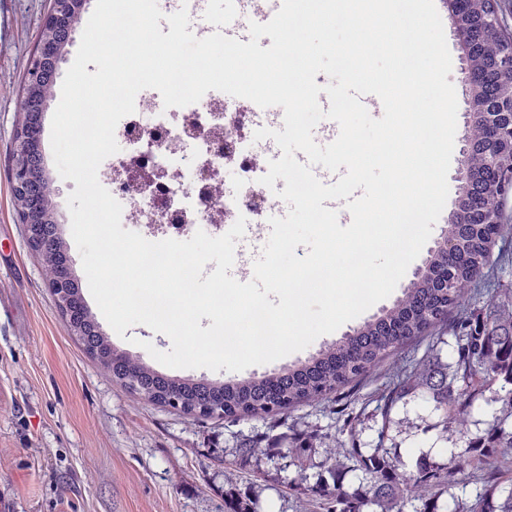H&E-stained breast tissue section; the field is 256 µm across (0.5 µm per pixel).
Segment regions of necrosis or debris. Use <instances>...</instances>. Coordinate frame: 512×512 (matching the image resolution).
<instances>
[{"label": "necrosis or debris", "instance_id": "4bbe7bcc", "mask_svg": "<svg viewBox=\"0 0 512 512\" xmlns=\"http://www.w3.org/2000/svg\"><path fill=\"white\" fill-rule=\"evenodd\" d=\"M276 129V121L261 124L254 104H228L223 92L208 91L194 104L165 107L159 91L141 90L134 113L116 126L115 139L127 143V153L100 164L98 180L112 186L121 204V221L133 225L151 242L189 233L194 225L214 231L245 217L250 236L260 237L267 217L255 189L265 174L264 160L249 142L260 127ZM234 143L221 149L225 130ZM233 165L238 179L224 185V168Z\"/></svg>", "mask_w": 512, "mask_h": 512}]
</instances>
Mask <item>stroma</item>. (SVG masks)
<instances>
[{
    "instance_id": "stroma-1",
    "label": "stroma",
    "mask_w": 512,
    "mask_h": 512,
    "mask_svg": "<svg viewBox=\"0 0 512 512\" xmlns=\"http://www.w3.org/2000/svg\"><path fill=\"white\" fill-rule=\"evenodd\" d=\"M50 7L51 0H0V512H224L229 495L258 500L259 512H314L305 494L288 488L295 472L287 459L240 465L235 448L273 438L284 448L307 424L343 435L352 413L367 419L351 445L377 447L381 421L373 412L386 377L355 381L332 402L303 403L281 418L196 419L134 400L61 317L42 261L28 247L9 175L20 85ZM46 170L71 272L87 286L67 205L76 184L60 176L54 160ZM98 324L115 349L148 364L152 350L171 348L167 335L142 324L121 336L106 319ZM393 415L418 425L383 442L405 463L423 451L447 460V443L430 428L429 403L415 401Z\"/></svg>"
}]
</instances>
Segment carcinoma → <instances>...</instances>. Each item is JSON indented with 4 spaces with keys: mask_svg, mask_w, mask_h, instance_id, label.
Listing matches in <instances>:
<instances>
[{
    "mask_svg": "<svg viewBox=\"0 0 512 512\" xmlns=\"http://www.w3.org/2000/svg\"><path fill=\"white\" fill-rule=\"evenodd\" d=\"M490 0H472L465 25L477 32L480 45L472 63L483 65L512 49V33L504 25L487 31L482 16ZM56 83L52 74L42 79L35 107L18 116V126L33 129L28 141V162L32 167L31 193L38 201L41 240L49 253L41 255L47 280H54L66 268V254L53 204V186L41 167L40 119L54 99ZM485 126L481 118L471 120L465 140L471 151L464 163L479 169L485 162ZM485 214L495 224H458L448 218L435 247L423 266L403 288L392 306L385 308L298 363L261 377L234 382H212L168 375L146 365L129 353L117 352L79 293L76 280L67 290L70 316L77 327L76 339L100 366L132 396L170 407L194 418L212 417L214 409L226 419L249 416L275 417L298 403L320 405L333 393L360 377L377 375L389 357L392 381L379 394L376 411L382 425L379 441L388 432L405 433L415 424L393 418L400 403L425 400L439 421L433 425L437 439L454 434L465 440L459 451L450 450L445 462L426 453L419 454L411 467L396 452L375 448L369 453L349 448L340 434L307 425L288 445L289 465L295 468L292 484L310 494L321 512H512V480L507 477L512 456V283L503 284L483 307L473 302L474 287L490 265L495 239L512 235V224L503 222L504 192L480 189ZM456 255L448 257V246ZM454 314L451 331L454 355L451 360L430 357L407 365L398 356L410 339L441 332L448 315ZM495 405V416L484 431L471 434L464 424L478 400ZM324 448L325 459L314 484L304 485L313 467L309 454ZM242 458L262 460L279 454L273 444L245 442ZM466 461L475 483V494L459 498L452 489L461 472L459 460Z\"/></svg>",
    "mask_w": 512,
    "mask_h": 512,
    "instance_id": "obj_1",
    "label": "carcinoma"
}]
</instances>
